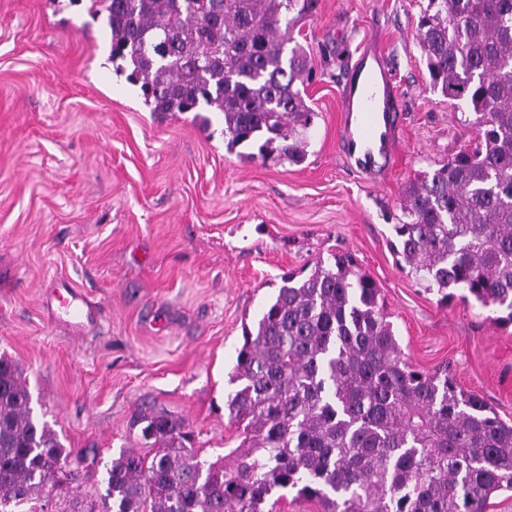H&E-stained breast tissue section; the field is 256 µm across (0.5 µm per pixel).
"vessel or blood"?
<instances>
[{
    "label": "vessel or blood",
    "instance_id": "vessel-or-blood-1",
    "mask_svg": "<svg viewBox=\"0 0 512 512\" xmlns=\"http://www.w3.org/2000/svg\"><path fill=\"white\" fill-rule=\"evenodd\" d=\"M343 95L340 150L362 173L375 174L379 159L395 153L399 119L395 79L376 49L363 48L347 75ZM47 306L55 318L76 326L95 314L93 302L64 281L52 289Z\"/></svg>",
    "mask_w": 512,
    "mask_h": 512
}]
</instances>
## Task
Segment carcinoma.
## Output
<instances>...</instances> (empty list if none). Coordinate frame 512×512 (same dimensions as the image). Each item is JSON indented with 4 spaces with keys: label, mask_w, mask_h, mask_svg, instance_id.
<instances>
[{
    "label": "carcinoma",
    "mask_w": 512,
    "mask_h": 512,
    "mask_svg": "<svg viewBox=\"0 0 512 512\" xmlns=\"http://www.w3.org/2000/svg\"><path fill=\"white\" fill-rule=\"evenodd\" d=\"M112 60L131 68L153 112L222 114L227 145L300 164L318 113L298 85L297 22L318 0H93ZM418 40L431 85L466 107L475 138L401 192L393 225L405 263L440 301L472 299L512 324V0H428ZM291 48H286V45ZM375 279L348 252L283 278L243 343L227 406L239 454L203 462L184 423L136 414L153 456L120 452L102 509L61 512H275L278 490L323 512H485L512 491V423L444 365L405 359ZM68 450L33 416L17 366L0 355V512H50L76 480Z\"/></svg>",
    "instance_id": "1"
}]
</instances>
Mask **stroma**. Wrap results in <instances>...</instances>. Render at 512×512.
Wrapping results in <instances>:
<instances>
[{"label":"stroma","mask_w":512,"mask_h":512,"mask_svg":"<svg viewBox=\"0 0 512 512\" xmlns=\"http://www.w3.org/2000/svg\"><path fill=\"white\" fill-rule=\"evenodd\" d=\"M426 5L319 0L301 21L318 117L293 165L228 148L220 114L151 111L91 0H0V355L18 364L38 419L83 453L85 502L121 449L149 454L139 408L181 418L201 460L234 451L227 398L244 326L284 273L341 249L376 280L409 363L448 365L512 420V325L472 301L441 303L392 248L404 186L475 135L430 86ZM370 39L402 109L397 154L376 180L340 151L343 75ZM62 277L99 308L79 336L48 314Z\"/></svg>","instance_id":"1"}]
</instances>
